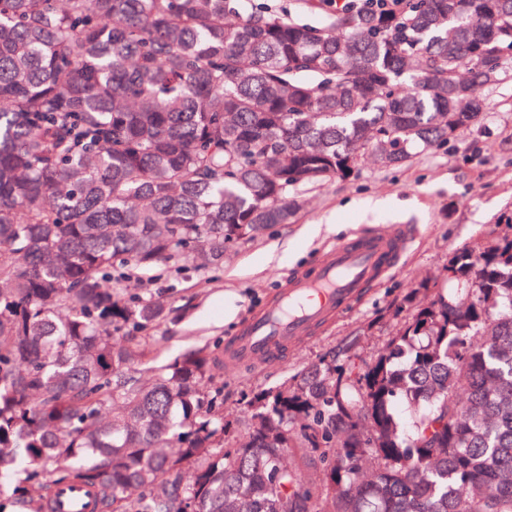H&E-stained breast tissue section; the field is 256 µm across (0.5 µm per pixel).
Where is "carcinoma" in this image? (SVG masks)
Segmentation results:
<instances>
[{
    "label": "carcinoma",
    "instance_id": "1",
    "mask_svg": "<svg viewBox=\"0 0 512 512\" xmlns=\"http://www.w3.org/2000/svg\"><path fill=\"white\" fill-rule=\"evenodd\" d=\"M0 0V512H512V237L369 360H321L224 419L223 363L156 365L150 273L287 224L288 187L402 166L478 124L512 0L344 7ZM418 411L404 433L394 404ZM252 2L303 24L320 26L327 21L326 8L311 7V2L306 0H254ZM58 497L61 507L55 509L57 512H90L82 488H65L59 492Z\"/></svg>",
    "mask_w": 512,
    "mask_h": 512
}]
</instances>
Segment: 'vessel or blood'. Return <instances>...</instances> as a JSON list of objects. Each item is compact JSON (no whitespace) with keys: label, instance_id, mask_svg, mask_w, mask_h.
I'll use <instances>...</instances> for the list:
<instances>
[{"label":"vessel or blood","instance_id":"b4317fda","mask_svg":"<svg viewBox=\"0 0 512 512\" xmlns=\"http://www.w3.org/2000/svg\"><path fill=\"white\" fill-rule=\"evenodd\" d=\"M408 237L403 225L361 231L297 269L234 336L225 339V364L268 363L296 348L397 267ZM58 497L57 512H90L83 489L66 488Z\"/></svg>","mask_w":512,"mask_h":512}]
</instances>
